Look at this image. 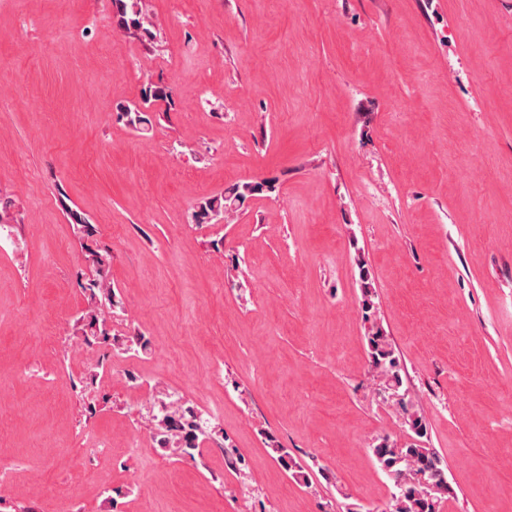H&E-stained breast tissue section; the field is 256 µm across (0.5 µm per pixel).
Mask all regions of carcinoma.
<instances>
[{
    "label": "carcinoma",
    "mask_w": 512,
    "mask_h": 512,
    "mask_svg": "<svg viewBox=\"0 0 512 512\" xmlns=\"http://www.w3.org/2000/svg\"><path fill=\"white\" fill-rule=\"evenodd\" d=\"M123 23L134 28V33L148 32V17L139 7V0H112ZM262 190V185L244 183L232 190L227 197L212 198L193 214L196 223L208 221L214 214L224 211L246 197ZM85 261L92 272L83 289L87 294V309L82 321L90 335L106 333L105 309L114 304L112 281L108 276L110 254L106 251H90ZM368 366L389 387L399 391L402 386L401 363L394 347L381 327L372 325L368 334ZM397 404L406 416V424L413 433V440L399 443L386 436L371 448L380 468L391 478L396 492L393 493L391 512H438V505L448 495L445 465L433 450L423 446L427 437L424 416L409 407L404 398L397 397Z\"/></svg>",
    "instance_id": "cac0c4a2"
}]
</instances>
